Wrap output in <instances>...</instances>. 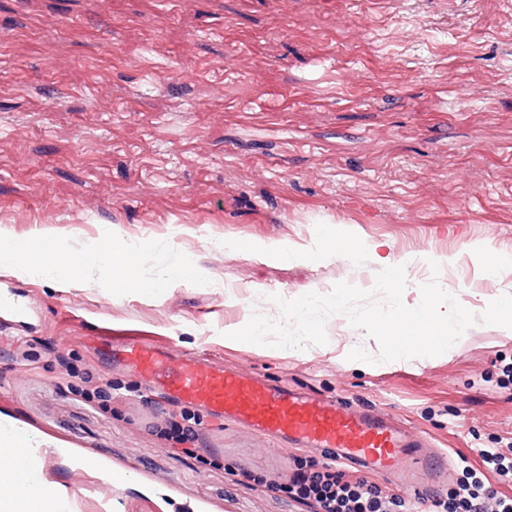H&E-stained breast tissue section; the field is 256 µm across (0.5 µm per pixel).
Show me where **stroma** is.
I'll list each match as a JSON object with an SVG mask.
<instances>
[{
	"mask_svg": "<svg viewBox=\"0 0 512 512\" xmlns=\"http://www.w3.org/2000/svg\"><path fill=\"white\" fill-rule=\"evenodd\" d=\"M329 225L357 249L320 257ZM1 235L94 252L76 282L0 266V293L29 310L0 335V424L51 448L42 480L74 512H305L246 475L328 457L148 393L91 336L135 332L383 409L479 465L512 442L511 329L375 364L348 360L380 348L342 314L302 351L228 334L278 318L273 294L371 290L386 256L414 260L410 307L434 261L475 314L512 294V0H0ZM114 235L200 282L114 292ZM186 417L187 450L160 436Z\"/></svg>",
	"mask_w": 512,
	"mask_h": 512,
	"instance_id": "35a3bbf8",
	"label": "stroma"
}]
</instances>
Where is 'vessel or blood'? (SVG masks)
Masks as SVG:
<instances>
[{
  "mask_svg": "<svg viewBox=\"0 0 512 512\" xmlns=\"http://www.w3.org/2000/svg\"><path fill=\"white\" fill-rule=\"evenodd\" d=\"M107 363L142 377L148 387L202 408L217 419L294 448H323L334 461L351 463L420 492L425 482L448 481L447 453L426 452L424 438L391 415L351 407L280 382L224 368L208 354L180 353L140 336L109 339ZM20 447L30 484H38L48 451L29 438Z\"/></svg>",
  "mask_w": 512,
  "mask_h": 512,
  "instance_id": "1",
  "label": "vessel or blood"
}]
</instances>
